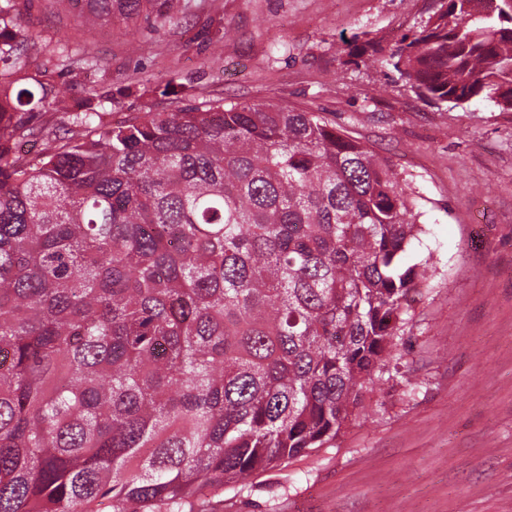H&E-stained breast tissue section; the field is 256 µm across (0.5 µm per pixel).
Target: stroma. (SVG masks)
<instances>
[{"label":"stroma","instance_id":"obj_1","mask_svg":"<svg viewBox=\"0 0 512 512\" xmlns=\"http://www.w3.org/2000/svg\"><path fill=\"white\" fill-rule=\"evenodd\" d=\"M34 67L60 91L35 117L28 157L60 145L69 114L106 99L112 121L187 103L321 112L389 158L419 192L406 265L436 271L396 355L404 380L375 386L332 447L192 512H512V112L475 99L426 105L386 60L430 0H190L178 23L113 18L84 38L74 0H18ZM100 66L45 69L58 37ZM373 42L378 60L349 55Z\"/></svg>","mask_w":512,"mask_h":512}]
</instances>
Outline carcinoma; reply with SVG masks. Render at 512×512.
<instances>
[{
    "instance_id": "cac0c4a2",
    "label": "carcinoma",
    "mask_w": 512,
    "mask_h": 512,
    "mask_svg": "<svg viewBox=\"0 0 512 512\" xmlns=\"http://www.w3.org/2000/svg\"><path fill=\"white\" fill-rule=\"evenodd\" d=\"M83 32L183 0H73ZM0 5V512H184L336 441L429 261L420 196L317 112L221 101L116 124L70 115ZM389 64L425 103L512 112V0H434Z\"/></svg>"
}]
</instances>
